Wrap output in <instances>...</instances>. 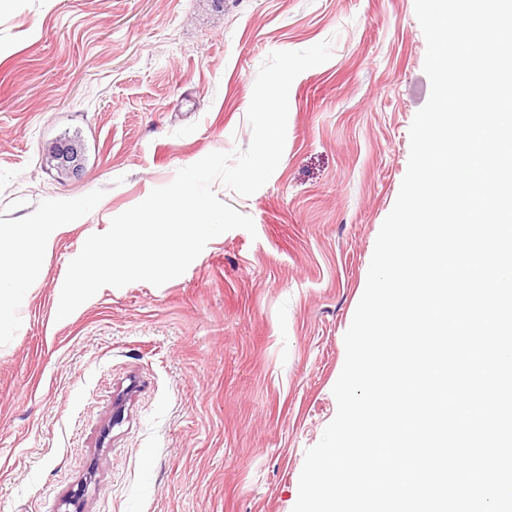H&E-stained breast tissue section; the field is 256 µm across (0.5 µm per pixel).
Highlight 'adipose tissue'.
<instances>
[{
	"mask_svg": "<svg viewBox=\"0 0 512 512\" xmlns=\"http://www.w3.org/2000/svg\"><path fill=\"white\" fill-rule=\"evenodd\" d=\"M10 241L9 252L0 254V313L20 306L24 288L30 287L43 254L53 242L52 229L0 226V240Z\"/></svg>",
	"mask_w": 512,
	"mask_h": 512,
	"instance_id": "obj_1",
	"label": "adipose tissue"
}]
</instances>
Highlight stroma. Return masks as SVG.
<instances>
[{
    "instance_id": "35a3bbf8",
    "label": "stroma",
    "mask_w": 512,
    "mask_h": 512,
    "mask_svg": "<svg viewBox=\"0 0 512 512\" xmlns=\"http://www.w3.org/2000/svg\"><path fill=\"white\" fill-rule=\"evenodd\" d=\"M331 41L289 91L254 232L178 278L57 307L86 239L214 151L247 148L270 53ZM414 0H0V225L71 216L0 315V512H292L337 412L344 334L429 99ZM79 141L81 170L48 150Z\"/></svg>"
}]
</instances>
